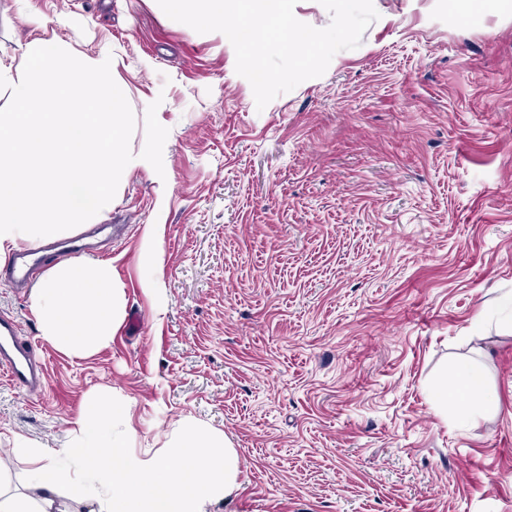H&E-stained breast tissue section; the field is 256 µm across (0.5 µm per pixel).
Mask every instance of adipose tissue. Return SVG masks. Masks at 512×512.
Segmentation results:
<instances>
[{
    "mask_svg": "<svg viewBox=\"0 0 512 512\" xmlns=\"http://www.w3.org/2000/svg\"><path fill=\"white\" fill-rule=\"evenodd\" d=\"M122 309L123 293L103 260L55 265L31 296L41 336L75 357L109 344ZM458 397L469 399L475 417L493 405L484 367L461 364L452 387L436 393L443 404ZM108 405L105 397H92L66 447L49 451L16 439L11 455L39 465L27 473V492L0 491V512H61L68 492L90 503L89 512H208L235 491L238 457L223 433L187 415L166 448L141 457L131 452L130 435L120 428L123 414L102 416Z\"/></svg>",
    "mask_w": 512,
    "mask_h": 512,
    "instance_id": "obj_1",
    "label": "adipose tissue"
}]
</instances>
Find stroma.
Returning a JSON list of instances; mask_svg holds the SVG:
<instances>
[{
    "mask_svg": "<svg viewBox=\"0 0 512 512\" xmlns=\"http://www.w3.org/2000/svg\"><path fill=\"white\" fill-rule=\"evenodd\" d=\"M373 4L260 110L224 35L157 0H0L5 73L39 40L109 56L132 153L149 104L169 130L163 173L124 170L91 220L124 290L107 346L61 352L0 283L47 363L38 393L0 374L1 488L24 490L16 438L62 447L108 392L137 454L186 414L224 434L238 487L211 512H512V0ZM467 359L495 394L474 423L434 398Z\"/></svg>",
    "mask_w": 512,
    "mask_h": 512,
    "instance_id": "1",
    "label": "stroma"
}]
</instances>
